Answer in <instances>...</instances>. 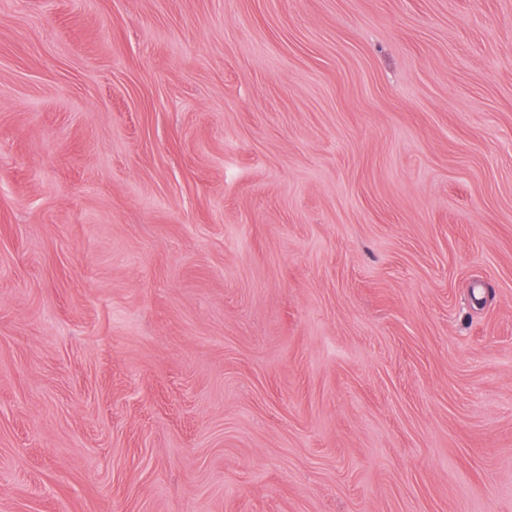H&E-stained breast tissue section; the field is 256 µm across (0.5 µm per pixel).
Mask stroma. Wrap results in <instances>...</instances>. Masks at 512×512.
I'll return each instance as SVG.
<instances>
[{"label":"stroma","instance_id":"stroma-1","mask_svg":"<svg viewBox=\"0 0 512 512\" xmlns=\"http://www.w3.org/2000/svg\"><path fill=\"white\" fill-rule=\"evenodd\" d=\"M0 512H512V0H0Z\"/></svg>","mask_w":512,"mask_h":512}]
</instances>
